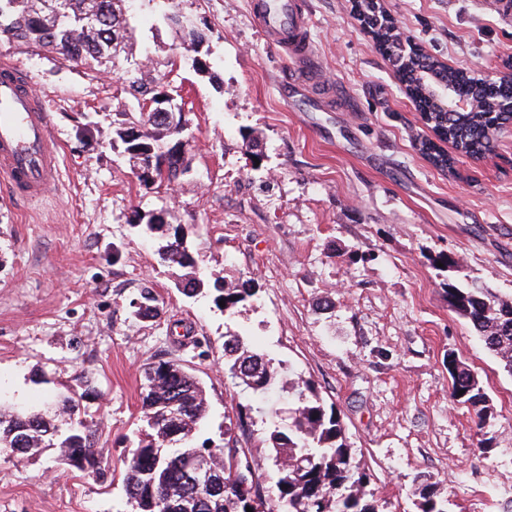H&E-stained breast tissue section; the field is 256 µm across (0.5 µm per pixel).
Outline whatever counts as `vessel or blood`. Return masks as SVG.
<instances>
[{
    "label": "vessel or blood",
    "mask_w": 512,
    "mask_h": 512,
    "mask_svg": "<svg viewBox=\"0 0 512 512\" xmlns=\"http://www.w3.org/2000/svg\"><path fill=\"white\" fill-rule=\"evenodd\" d=\"M249 8L264 36L288 52L291 70L305 84L316 85L318 67L302 0H250ZM59 176L60 147L49 108L21 70L1 62L0 181L15 198L35 201Z\"/></svg>",
    "instance_id": "1"
}]
</instances>
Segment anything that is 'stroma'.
<instances>
[{
    "label": "stroma",
    "mask_w": 512,
    "mask_h": 512,
    "mask_svg": "<svg viewBox=\"0 0 512 512\" xmlns=\"http://www.w3.org/2000/svg\"><path fill=\"white\" fill-rule=\"evenodd\" d=\"M320 79L337 102L290 79L248 0H132L126 59L92 71L0 36L45 96L61 149L58 185L34 203L0 185V403L69 396L76 375L93 395L81 412L96 431L100 473L58 465L53 452L0 453V512H128L121 481L140 424L144 369L176 359L201 380L208 416L199 436L251 406L255 475L275 470L258 442L286 422L291 395L264 410L224 369V339L254 342L290 379L315 384L340 412L347 440L384 512H415L434 483L448 512L512 506V375L468 320L448 308L449 280L512 303V133L474 161L435 168L428 133L392 65L356 20L352 0H305ZM401 35L455 68L497 78L512 58V10L500 0H383ZM206 35L191 48L163 20L167 8ZM208 71L198 72L195 58ZM142 80L181 88L191 170L143 185L115 131L138 109ZM255 137L263 160L243 144ZM164 211L181 227L197 277L254 278L256 298L226 310L208 291L176 288L161 234L133 228V212ZM459 259L451 274L441 255ZM152 284V316L136 306ZM478 376L492 413L484 424L450 397L447 358Z\"/></svg>",
    "instance_id": "stroma-1"
}]
</instances>
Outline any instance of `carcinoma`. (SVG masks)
<instances>
[{"mask_svg":"<svg viewBox=\"0 0 512 512\" xmlns=\"http://www.w3.org/2000/svg\"><path fill=\"white\" fill-rule=\"evenodd\" d=\"M126 0H61V14L44 20L35 18L30 0H0V35L24 42L63 60L89 65L111 59L112 43L128 40L130 33ZM358 20L396 67L405 92L427 114L436 140L420 141V150L439 168L450 158L439 143L480 158L494 144L492 128L512 120V112L500 105L512 101V77L486 85L473 81L468 72L446 67L442 61L417 47L403 51L394 39V21L379 0H356ZM451 86L456 94L475 100L471 112H437L425 73ZM124 149H145L147 164L158 182L177 179V161L169 155L171 133L164 120L152 112H130L125 127L118 130ZM166 260L180 268L195 266V258L180 231L167 245ZM214 302L235 307L257 293L255 281L241 280L228 287L216 279ZM448 308L466 318L479 334L485 348L505 363L512 375V303L498 300L487 288L448 284ZM224 369L254 397L265 400L274 389L280 372L271 359L241 336L224 337ZM451 397L471 408L478 422L487 419L489 399L478 378L462 360L448 356ZM142 422L137 444L126 461L124 491L130 512H183L181 503L200 505L199 512H381L373 492L367 490L368 475L356 462L346 442L340 414L327 409L315 384L306 381L298 388L297 408L288 427L276 426L262 438L267 459L275 467L274 507L267 506L253 483L233 480L237 455L252 452L236 446L229 435L224 446L190 441L206 417L208 404L200 381L175 360L159 361L145 371ZM74 400L50 410L0 411V448L16 456L34 455L39 448H62L71 467L84 470L94 457V433L87 422L73 421ZM216 455L217 488L210 490L188 484L182 472V457L195 450ZM416 512H448V500L432 484L415 490Z\"/></svg>","mask_w":512,"mask_h":512,"instance_id":"1","label":"carcinoma"}]
</instances>
